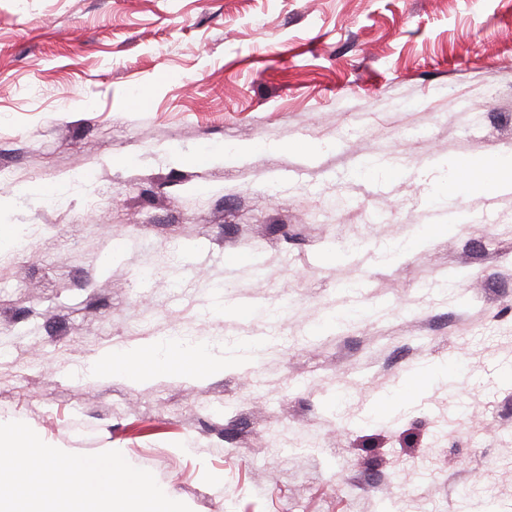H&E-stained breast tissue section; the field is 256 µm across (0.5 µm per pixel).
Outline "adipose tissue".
<instances>
[{
    "label": "adipose tissue",
    "mask_w": 512,
    "mask_h": 512,
    "mask_svg": "<svg viewBox=\"0 0 512 512\" xmlns=\"http://www.w3.org/2000/svg\"><path fill=\"white\" fill-rule=\"evenodd\" d=\"M512 189V155L498 156L491 160L464 158L451 165L448 191L440 202L449 213V222L460 223L461 213L456 201L458 198L473 199L495 191ZM224 351L206 341H198L186 346L173 340L154 347L150 353L119 349L99 362L89 365L87 374L94 375L107 371L114 376L131 382L178 370L189 376L223 370Z\"/></svg>",
    "instance_id": "1"
}]
</instances>
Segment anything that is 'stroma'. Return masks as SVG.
<instances>
[{
	"mask_svg": "<svg viewBox=\"0 0 512 512\" xmlns=\"http://www.w3.org/2000/svg\"><path fill=\"white\" fill-rule=\"evenodd\" d=\"M510 153L512 0H0V225L39 230L0 252V420L191 512H512V191L420 239ZM177 333L263 348L84 373ZM451 176L448 179V193L440 206L450 217L448 222L459 224L463 218L458 213V198L473 199L487 196L495 191H510L512 186V155L497 156L493 160L482 158L457 159L451 164ZM488 174V177H476L474 174ZM142 351L143 348L136 351L113 350L111 355L89 365L84 373L95 375L104 370L130 382H140L172 370L181 371L189 376L222 371L224 365L231 363L224 360L223 347L216 348L207 341H197L190 346H183L179 340H172L165 345L154 346L148 354Z\"/></svg>",
	"mask_w": 512,
	"mask_h": 512,
	"instance_id": "1",
	"label": "stroma"
}]
</instances>
